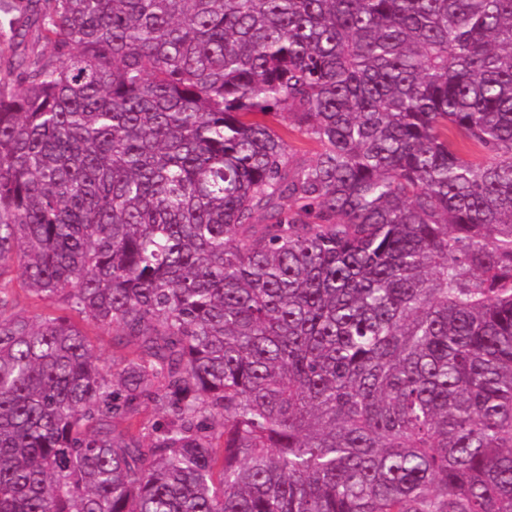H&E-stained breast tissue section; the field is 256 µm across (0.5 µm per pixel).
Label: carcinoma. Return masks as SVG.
Instances as JSON below:
<instances>
[{
  "label": "carcinoma",
  "mask_w": 512,
  "mask_h": 512,
  "mask_svg": "<svg viewBox=\"0 0 512 512\" xmlns=\"http://www.w3.org/2000/svg\"><path fill=\"white\" fill-rule=\"evenodd\" d=\"M0 14V512H512V0ZM288 153L291 167H296L314 159L317 147L297 132L288 135ZM88 333L95 352L105 362H111L112 358L126 354L133 349V346L126 348L116 346L111 331L89 327Z\"/></svg>",
  "instance_id": "cac0c4a2"
}]
</instances>
